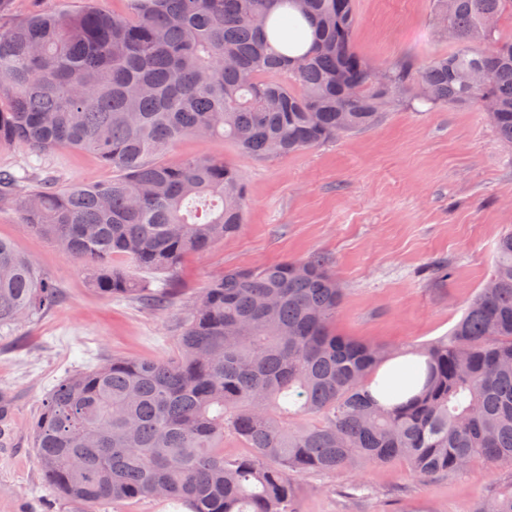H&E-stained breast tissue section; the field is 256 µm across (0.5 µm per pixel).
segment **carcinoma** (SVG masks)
<instances>
[{"mask_svg": "<svg viewBox=\"0 0 512 512\" xmlns=\"http://www.w3.org/2000/svg\"><path fill=\"white\" fill-rule=\"evenodd\" d=\"M99 0L0 25V144L96 155L112 180L30 186L0 171V202L84 266L104 297L173 299L113 264L173 277L243 226L247 184L212 157L164 158L187 137L245 156L287 157L373 127L415 101L486 108L512 146V0H434L454 48L377 65L354 45L355 0ZM289 4L313 47L281 50ZM344 288L318 255L224 271L199 293L174 359L114 357L63 379L34 428L48 483L75 512L163 497L190 512H296L294 479L402 460L428 480L482 458L512 467V230L448 335L416 354L427 377L385 407L368 385L391 356L336 332ZM57 285L0 237V329L55 306ZM249 448L224 457V433ZM469 512H512V489Z\"/></svg>", "mask_w": 512, "mask_h": 512, "instance_id": "1", "label": "carcinoma"}]
</instances>
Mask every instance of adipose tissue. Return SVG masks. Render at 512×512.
I'll return each instance as SVG.
<instances>
[{
	"label": "adipose tissue",
	"instance_id": "1",
	"mask_svg": "<svg viewBox=\"0 0 512 512\" xmlns=\"http://www.w3.org/2000/svg\"><path fill=\"white\" fill-rule=\"evenodd\" d=\"M426 359L418 355H399L386 361L378 370L370 392L381 405L406 402L422 388Z\"/></svg>",
	"mask_w": 512,
	"mask_h": 512
}]
</instances>
